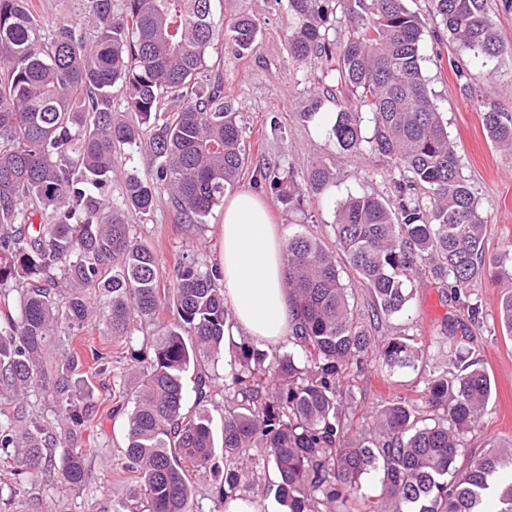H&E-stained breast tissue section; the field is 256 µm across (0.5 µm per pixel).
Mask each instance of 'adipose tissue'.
Masks as SVG:
<instances>
[{
  "mask_svg": "<svg viewBox=\"0 0 512 512\" xmlns=\"http://www.w3.org/2000/svg\"><path fill=\"white\" fill-rule=\"evenodd\" d=\"M224 297L235 313V328L260 342L287 340L291 324L282 274L285 240L265 197L241 191L224 202L220 229Z\"/></svg>",
  "mask_w": 512,
  "mask_h": 512,
  "instance_id": "ef3b65f1",
  "label": "adipose tissue"
}]
</instances>
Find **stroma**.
Masks as SVG:
<instances>
[{
    "instance_id": "35a3bbf8",
    "label": "stroma",
    "mask_w": 512,
    "mask_h": 512,
    "mask_svg": "<svg viewBox=\"0 0 512 512\" xmlns=\"http://www.w3.org/2000/svg\"><path fill=\"white\" fill-rule=\"evenodd\" d=\"M501 51L491 59L473 53L446 31L426 28L421 41L422 72L431 97L453 140L462 173L469 180L483 209L486 224L484 274L471 290V299L483 313L475 327L481 362L492 380L488 410L480 425L465 437L466 451L481 454L486 442L512 440V339L497 326L500 300L499 267L502 257H512V153L492 142L482 125L481 106L512 113V0H490ZM238 9L255 15L260 29L252 52L240 55L228 44H217L206 58V75L224 84V99L238 112L243 138L250 149L251 165L279 163L305 179L317 164L331 168L333 181L318 201L302 211H290L267 195L275 224L282 236L300 231L333 245L332 225L338 204L351 194L388 196L393 180L373 157L339 154L326 134L336 106L325 103L312 119H303L308 91L317 72L291 60L286 51L287 0H238ZM223 209L215 207L205 223L194 229L180 224L167 195H159L152 213L130 215L134 233L155 251L162 278L171 276L182 257L204 250L207 263L220 261L219 227ZM460 315L459 304L448 286L430 280L416 288L406 314L382 321L380 332L413 335L421 346V369L390 373L371 363L359 377L343 376L341 386L356 397V421L400 398L418 400L429 371L444 367L458 343L444 327ZM81 354L71 390L89 417L78 428L75 447L81 448L89 473L85 485L70 488L38 478L14 475L0 461V512H44L55 503L58 512H112L126 494V414L136 381L130 371L132 353L150 356L152 344L135 334L129 345L113 339L104 326L86 325L79 336L53 344L48 362H58L68 349ZM103 353L94 361L92 351Z\"/></svg>"
}]
</instances>
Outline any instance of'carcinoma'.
Listing matches in <instances>:
<instances>
[{"instance_id":"cac0c4a2","label":"carcinoma","mask_w":512,"mask_h":512,"mask_svg":"<svg viewBox=\"0 0 512 512\" xmlns=\"http://www.w3.org/2000/svg\"><path fill=\"white\" fill-rule=\"evenodd\" d=\"M488 0H432V20L475 56L500 52ZM341 41L330 35L337 18ZM425 21L404 0H288V54L318 68L305 119L336 104L328 137L351 156H376L400 172L393 197L349 195L337 208L336 248L302 233L284 256L292 323L281 352L243 337L224 364V425L216 446L204 403L217 394L205 363L224 357L233 326L224 273L203 257H185L161 282L152 247L132 233L126 214L149 213L165 190L177 218L202 224L247 168L239 113L224 85L203 79L205 58L222 39L238 54L255 47L259 21L228 19L212 0H86L85 26L60 23L46 33L32 0H0V383L22 403L33 386L61 400L60 435L20 416L0 425V453L21 458L24 473L79 487L88 473L74 440L86 411L65 398L80 359L70 353L50 370L45 355L61 325L91 322L119 341L152 328L153 355L138 371L127 414L126 499L114 512H194V481L210 472L222 499L254 475L251 451L273 472L286 512H485L494 494L512 512V443L490 442L459 465L464 435L479 426L491 395L488 373L466 345L480 308L467 289L485 268L486 221L456 147L422 74ZM124 111L112 109V89ZM372 134L363 133L364 114ZM491 140L512 150V116L489 108ZM139 163L116 172V153ZM121 203L104 202L114 175ZM332 174L314 167L305 183L270 164L256 181L288 210L316 202ZM351 270L367 289L362 312L343 280ZM464 297L468 323L460 349L429 373L420 400L428 419L405 400L370 415L347 437L354 397L346 371L369 358L391 371L415 370L421 349L402 334L371 328L406 310L424 279ZM95 286L97 307L83 290ZM498 324L512 337V273L502 276ZM172 320L165 321L166 316ZM195 403L187 406L185 382ZM380 474L378 493L363 478Z\"/></svg>"}]
</instances>
